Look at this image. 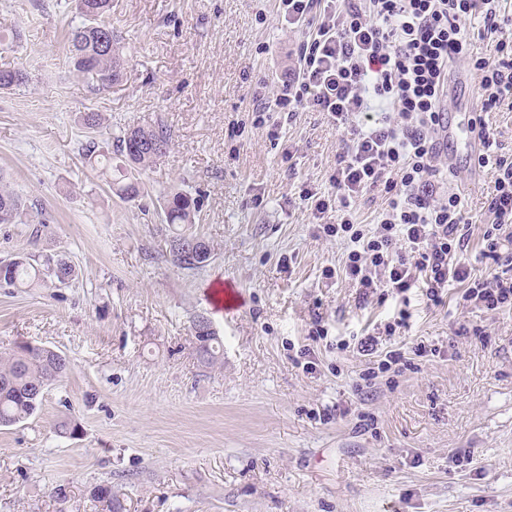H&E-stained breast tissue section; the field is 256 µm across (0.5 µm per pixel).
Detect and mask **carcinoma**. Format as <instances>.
<instances>
[{"label": "carcinoma", "instance_id": "1", "mask_svg": "<svg viewBox=\"0 0 512 512\" xmlns=\"http://www.w3.org/2000/svg\"><path fill=\"white\" fill-rule=\"evenodd\" d=\"M75 8L84 24L71 32L69 59L77 75L98 88L101 79L114 85L123 80L127 60L120 51L119 38L112 36L108 18L112 0H75ZM171 146V131L160 120L149 127L130 126L118 137L114 156L100 150L92 136L81 144V155L89 163L101 165L111 192L126 202L144 193L142 175L154 168ZM165 219L171 235L167 239L172 261L184 269H200L211 256L200 258L192 243L201 241L189 229L195 224L199 206L189 193L171 191L163 200ZM43 223L35 220L33 206L7 187L0 186V224ZM73 266L63 258H49L45 263L23 254L0 261V284L30 287L49 276L64 284L73 280ZM198 361L211 365L219 358L220 346L215 333L196 336ZM69 359L58 352L49 354L26 342L14 344L12 352L0 355V427H9L31 417L41 402L44 390L64 377ZM92 497L106 505V512H126L124 498L110 486L94 488Z\"/></svg>", "mask_w": 512, "mask_h": 512}]
</instances>
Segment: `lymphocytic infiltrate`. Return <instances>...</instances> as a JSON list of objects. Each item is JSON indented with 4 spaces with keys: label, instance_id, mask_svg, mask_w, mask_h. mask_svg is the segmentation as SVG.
Returning a JSON list of instances; mask_svg holds the SVG:
<instances>
[{
    "label": "lymphocytic infiltrate",
    "instance_id": "1",
    "mask_svg": "<svg viewBox=\"0 0 512 512\" xmlns=\"http://www.w3.org/2000/svg\"><path fill=\"white\" fill-rule=\"evenodd\" d=\"M282 20L306 28L292 79L272 94H256L252 122L264 126L269 112L294 115L310 108L342 126L344 138L330 194L304 191L325 237L345 246L344 260L325 269L356 290L359 306L394 297L401 306L382 331L337 341L356 351L367 367L359 378L407 366L426 357L418 345L383 349L381 336L408 328L409 293L420 289L438 307L450 289L459 304L485 313L512 312V156L502 155L483 115L512 107V39L499 0H277ZM481 18L477 34L467 23ZM491 42L490 56L472 50L473 39ZM457 63L478 71L482 113L474 125L487 144L477 168L493 172L482 225L483 257L496 271L476 274L468 259V217L459 194L440 195L437 178L445 155L437 147L448 110V72ZM382 188L385 205L373 223L358 221L351 201ZM336 219L325 222L328 213Z\"/></svg>",
    "mask_w": 512,
    "mask_h": 512
}]
</instances>
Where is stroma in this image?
<instances>
[{
	"label": "stroma",
	"mask_w": 512,
	"mask_h": 512,
	"mask_svg": "<svg viewBox=\"0 0 512 512\" xmlns=\"http://www.w3.org/2000/svg\"><path fill=\"white\" fill-rule=\"evenodd\" d=\"M128 59L123 82L92 90L73 71L72 0H0L6 56L27 85L0 90V182L36 204L46 227L0 224V258L61 255L78 277L0 287V351L15 342L66 355L71 368L25 421L0 427V512H102L108 484L128 512H512V312L471 313L487 345L455 337L456 297L426 308L395 341L436 356L356 390L363 358L343 336L386 321L395 299L360 308L326 279L343 245L321 236L301 189L327 191L342 131L303 109L278 115V139L249 113L260 84L294 69L305 38L275 0H112ZM100 112L111 146L127 126L164 119L172 142L126 203L78 152L80 117ZM489 171L461 170L474 225L488 223ZM200 201L195 232L213 249L175 265L162 199ZM237 288L232 314L213 300ZM209 318L220 361L196 358L193 319ZM327 338L312 341L313 317ZM68 421L71 434L56 426Z\"/></svg>",
	"instance_id": "35a3bbf8"
}]
</instances>
